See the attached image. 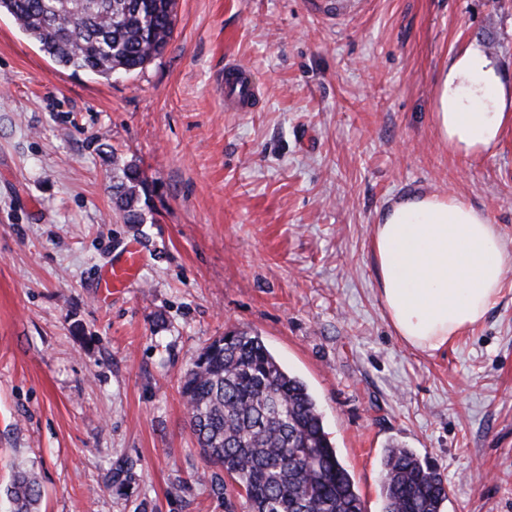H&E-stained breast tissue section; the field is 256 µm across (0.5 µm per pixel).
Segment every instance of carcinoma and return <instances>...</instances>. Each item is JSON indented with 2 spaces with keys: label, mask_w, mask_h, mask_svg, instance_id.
<instances>
[{
  "label": "carcinoma",
  "mask_w": 512,
  "mask_h": 512,
  "mask_svg": "<svg viewBox=\"0 0 512 512\" xmlns=\"http://www.w3.org/2000/svg\"><path fill=\"white\" fill-rule=\"evenodd\" d=\"M175 0H0V12L58 65L109 78L144 69L174 31ZM147 179L128 162L112 168L123 223H143ZM181 393L207 462L245 493L248 512H366L362 496L324 430L307 385L262 339L231 331L184 373ZM384 512H442L447 486L413 450L393 445L383 462ZM14 512H37L34 473L14 474Z\"/></svg>",
  "instance_id": "1"
}]
</instances>
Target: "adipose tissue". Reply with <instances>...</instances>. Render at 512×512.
Segmentation results:
<instances>
[{"mask_svg":"<svg viewBox=\"0 0 512 512\" xmlns=\"http://www.w3.org/2000/svg\"><path fill=\"white\" fill-rule=\"evenodd\" d=\"M434 122L449 149L495 148L512 125V90L476 45L458 53L439 83ZM378 293L395 333L431 355L478 325L497 303L512 246L487 215L453 195L389 201L371 241Z\"/></svg>","mask_w":512,"mask_h":512,"instance_id":"adipose-tissue-1","label":"adipose tissue"}]
</instances>
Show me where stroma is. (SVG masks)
I'll return each instance as SVG.
<instances>
[{"instance_id":"stroma-1","label":"stroma","mask_w":512,"mask_h":512,"mask_svg":"<svg viewBox=\"0 0 512 512\" xmlns=\"http://www.w3.org/2000/svg\"><path fill=\"white\" fill-rule=\"evenodd\" d=\"M143 72L58 66L0 15V512L15 471L39 512H247L188 426L180 378L231 330L309 387L366 512L385 449L448 486L445 512H512V271L484 321L434 355L394 335L371 255L394 198L454 194L512 243V129L461 156L436 88L476 44L512 87V0H177ZM257 87L224 105L227 63ZM148 183L112 204V159ZM135 246L133 283L101 270ZM127 466L130 481L110 484ZM223 484L216 492L215 484ZM147 190V179L135 162L112 168V199L123 223H143L141 196Z\"/></svg>"}]
</instances>
